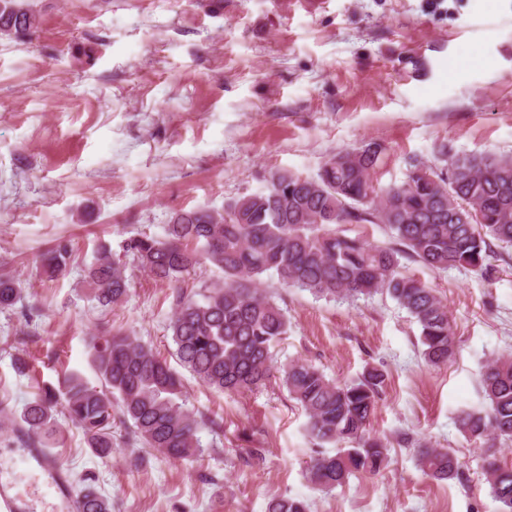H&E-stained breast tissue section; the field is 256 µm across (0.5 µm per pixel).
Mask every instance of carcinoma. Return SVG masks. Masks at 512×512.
<instances>
[{
    "label": "carcinoma",
    "mask_w": 512,
    "mask_h": 512,
    "mask_svg": "<svg viewBox=\"0 0 512 512\" xmlns=\"http://www.w3.org/2000/svg\"><path fill=\"white\" fill-rule=\"evenodd\" d=\"M37 15L26 0H0V35H29ZM381 147L373 142L327 159L314 178L284 172L279 183L239 197L224 209L174 213L161 237L139 233L122 242V252L102 246L86 270L90 296L105 310L128 296L132 263L175 290L170 324L175 357L200 383L217 392H240L265 383L274 369L272 348L288 334L285 311L262 289L272 273L287 288L317 297L351 300L386 293L420 328L425 362L439 368L457 349L448 307L420 278L400 271L401 259L444 271L464 268L490 276L492 246L512 247V157L463 155L447 171L417 164L405 182L382 191L374 184ZM376 214L393 243L351 236L343 224L367 223ZM72 249L59 244L42 256L51 278L71 266ZM207 263L224 273V283L205 286L202 300L182 284ZM22 300L9 273H0V309ZM91 366L98 384L78 373L64 377L20 412L0 407V428L16 430L22 444L48 445L58 433V416L78 425L92 453L112 455V399H118L128 439L173 460L199 451L204 420L179 399L180 374L134 336L116 332L91 339ZM289 397L305 414L316 445L307 465L309 481L332 491L356 474L375 475L388 464V443L368 427L385 383L376 367L337 382L301 360L282 369ZM486 408L463 410L461 432L482 449V470L499 512H512V466L498 454L512 446V354L489 361L481 375ZM337 447L334 454L324 445ZM417 465L436 480L461 479L449 448L418 444ZM77 512H112V500L88 481L79 490ZM265 512H310L306 500L268 498Z\"/></svg>",
    "instance_id": "obj_1"
}]
</instances>
